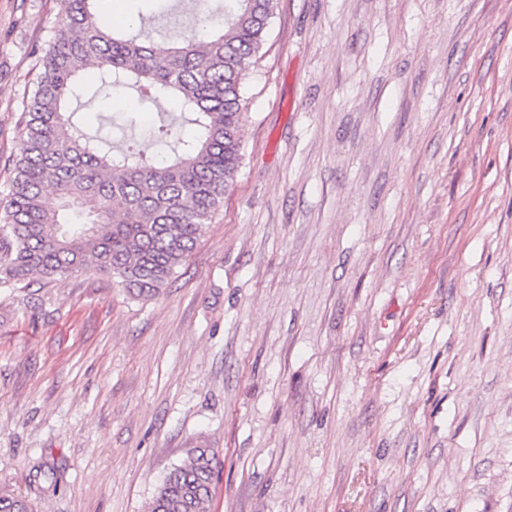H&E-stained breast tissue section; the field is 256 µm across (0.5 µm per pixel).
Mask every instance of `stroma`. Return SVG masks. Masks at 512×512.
Instances as JSON below:
<instances>
[{"label": "stroma", "instance_id": "35a3bbf8", "mask_svg": "<svg viewBox=\"0 0 512 512\" xmlns=\"http://www.w3.org/2000/svg\"><path fill=\"white\" fill-rule=\"evenodd\" d=\"M59 9L0 0V187ZM246 96L158 297L0 289V489L145 512L203 441L212 512H512V0H279Z\"/></svg>", "mask_w": 512, "mask_h": 512}]
</instances>
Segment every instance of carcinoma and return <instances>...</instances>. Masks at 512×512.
Returning <instances> with one entry per match:
<instances>
[{"instance_id": "obj_1", "label": "carcinoma", "mask_w": 512, "mask_h": 512, "mask_svg": "<svg viewBox=\"0 0 512 512\" xmlns=\"http://www.w3.org/2000/svg\"><path fill=\"white\" fill-rule=\"evenodd\" d=\"M94 0H62L41 50L40 72L21 114V150L0 196V288L36 273L55 280L94 270L129 295H160L233 186L243 158L244 83L263 48L278 0H226L215 20L198 0V30L179 41L144 27L103 26ZM135 87L156 104L176 99L197 126L185 140L162 128L178 149L161 162L75 133L65 105L81 72ZM60 201L45 205L46 192ZM216 452L198 444L164 477L147 512H211ZM0 512H32L0 491Z\"/></svg>"}]
</instances>
